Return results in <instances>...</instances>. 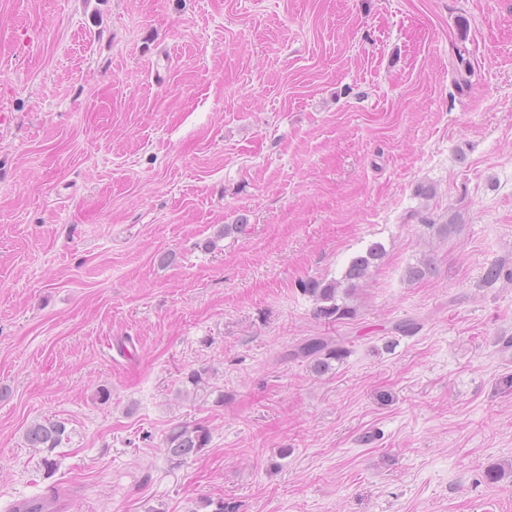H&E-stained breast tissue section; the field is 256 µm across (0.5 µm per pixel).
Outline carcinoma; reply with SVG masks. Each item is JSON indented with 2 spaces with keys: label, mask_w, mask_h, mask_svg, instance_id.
Returning <instances> with one entry per match:
<instances>
[{
  "label": "carcinoma",
  "mask_w": 512,
  "mask_h": 512,
  "mask_svg": "<svg viewBox=\"0 0 512 512\" xmlns=\"http://www.w3.org/2000/svg\"><path fill=\"white\" fill-rule=\"evenodd\" d=\"M383 256V245L373 242L364 254L352 258L341 278L299 282L301 291L315 301L314 315L329 322L353 319L356 309L350 305V299L359 283ZM346 354L347 348L343 344L315 336L295 348L291 356L310 361L311 368L321 374L329 370L331 362L342 360ZM65 430V423L59 420L35 422L27 427L25 440L31 448H55L61 442ZM209 442L208 427L201 424L192 427L178 425L165 438V452L170 460L180 464L201 453Z\"/></svg>",
  "instance_id": "1"
}]
</instances>
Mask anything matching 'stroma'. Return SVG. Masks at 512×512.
Instances as JSON below:
<instances>
[{
  "mask_svg": "<svg viewBox=\"0 0 512 512\" xmlns=\"http://www.w3.org/2000/svg\"><path fill=\"white\" fill-rule=\"evenodd\" d=\"M509 337L512 0H0V512H512ZM383 256V245L373 242L367 247L365 254L352 258L341 278L300 282L301 291L315 301L314 315L328 322L353 319L356 309L348 301L354 296L359 283L368 276L376 261L381 260ZM347 352V348L342 343L315 336L295 348L291 356L310 361L311 368L321 374L329 370L332 361L342 360ZM66 430L59 420L35 422L27 427L25 440L30 448H57ZM210 442L207 426H174L165 438V452L171 461L182 463L198 455Z\"/></svg>",
  "mask_w": 512,
  "mask_h": 512,
  "instance_id": "obj_1",
  "label": "stroma"
}]
</instances>
